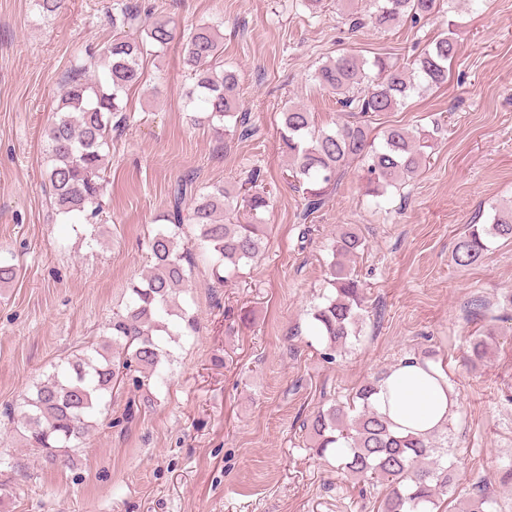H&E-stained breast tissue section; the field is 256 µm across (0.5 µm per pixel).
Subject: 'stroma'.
<instances>
[{"mask_svg":"<svg viewBox=\"0 0 512 512\" xmlns=\"http://www.w3.org/2000/svg\"><path fill=\"white\" fill-rule=\"evenodd\" d=\"M114 0H64L53 15L35 0H0V256L15 265L0 288V414L55 365L98 341L132 283L152 264L146 240L171 207V188H238L260 170L270 192L266 249L237 285L218 284L197 260L180 304L195 333L172 344L174 360L149 392L123 385L67 464L26 455L15 426L0 425V460L25 457L6 484L9 512H381L385 488L358 483L316 457L306 426L403 356L432 352L458 395L443 430L456 465L454 493L437 512H460L482 492L491 512H512V240L456 265L457 238L512 205V0H454L424 27L354 29L364 0H138L178 34L209 23L237 72L256 138L224 143L187 106L191 78L178 46L144 63V78L112 133L103 209L95 223L58 216L45 183L43 129L75 57L112 34ZM452 32L460 48L448 82L381 113L376 131L433 130L421 173L381 197L357 166L312 221L286 176L279 146L283 107L334 128L336 97L313 81L340 52L412 59ZM441 130H434V123ZM355 226L365 247L352 264L364 289L357 333L325 361L309 311L331 294L330 242ZM489 339L478 365L470 340Z\"/></svg>","mask_w":512,"mask_h":512,"instance_id":"obj_1","label":"stroma"}]
</instances>
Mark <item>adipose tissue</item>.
Here are the masks:
<instances>
[{
	"label": "adipose tissue",
	"instance_id": "ef3b65f1",
	"mask_svg": "<svg viewBox=\"0 0 512 512\" xmlns=\"http://www.w3.org/2000/svg\"><path fill=\"white\" fill-rule=\"evenodd\" d=\"M373 404L392 422L394 431L423 434L443 428L458 398L434 362L407 357L382 382Z\"/></svg>",
	"mask_w": 512,
	"mask_h": 512
}]
</instances>
